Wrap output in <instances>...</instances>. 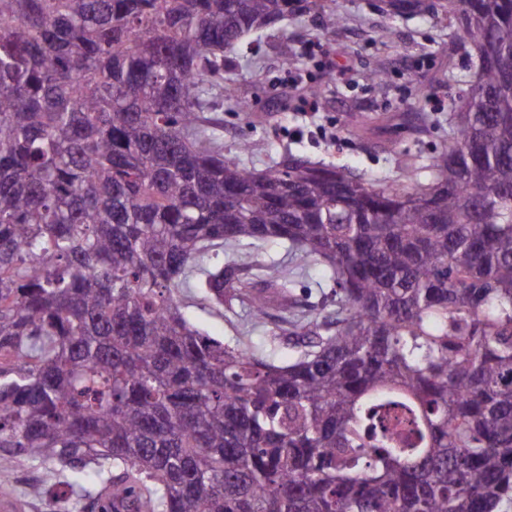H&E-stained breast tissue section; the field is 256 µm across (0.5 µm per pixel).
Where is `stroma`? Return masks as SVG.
I'll use <instances>...</instances> for the list:
<instances>
[{"label": "stroma", "instance_id": "stroma-1", "mask_svg": "<svg viewBox=\"0 0 512 512\" xmlns=\"http://www.w3.org/2000/svg\"><path fill=\"white\" fill-rule=\"evenodd\" d=\"M310 11L276 24L262 40L247 37L227 57L235 73L234 93L217 99L220 135L226 159L265 169L289 151L311 162L343 166L378 184L396 180L402 165L428 164L448 142V119L474 83L479 60L469 42L458 37L443 0H422L419 10L396 15L375 0H308ZM336 3L344 16L334 31L319 26L317 9ZM393 28L384 39V28ZM292 46L289 57L278 51L281 40ZM315 98L314 112L303 113L301 99ZM336 126L335 138L320 134ZM249 151H242V143ZM297 313L326 306L335 311L328 274L308 263L294 289ZM191 321L210 336L230 342L241 335L275 363L293 361L302 348L299 337L280 336L282 310L252 321L241 307L217 309L184 298ZM13 469L17 490L28 500L18 512H47V501L32 497L35 487L52 476L29 463H14L0 448V466Z\"/></svg>", "mask_w": 512, "mask_h": 512}]
</instances>
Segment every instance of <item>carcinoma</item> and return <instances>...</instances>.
<instances>
[{
  "instance_id": "cac0c4a2",
  "label": "carcinoma",
  "mask_w": 512,
  "mask_h": 512,
  "mask_svg": "<svg viewBox=\"0 0 512 512\" xmlns=\"http://www.w3.org/2000/svg\"><path fill=\"white\" fill-rule=\"evenodd\" d=\"M480 74L422 177L224 158V54L295 0H0V448L63 512H496L512 495V0H451ZM285 242L336 312L287 364L226 246ZM182 296L191 321L210 336L232 342L236 337L246 334L253 344L264 355L269 356L276 364H288L293 361L302 349L299 336H277V325L288 311L282 309L269 310V317L260 322L251 320L248 312L239 306L233 309H217L206 302ZM11 456L9 448H0V466H11L15 489L28 492L34 487H45L55 480L45 470L30 463L17 464Z\"/></svg>"
}]
</instances>
